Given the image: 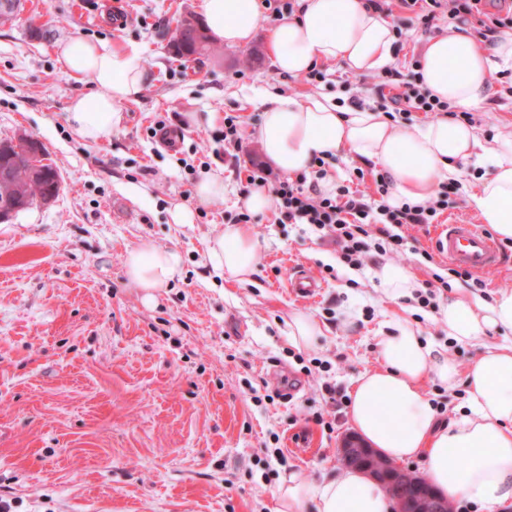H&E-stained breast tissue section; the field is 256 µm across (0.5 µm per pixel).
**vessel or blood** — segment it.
I'll use <instances>...</instances> for the list:
<instances>
[{
  "label": "vessel or blood",
  "instance_id": "1",
  "mask_svg": "<svg viewBox=\"0 0 512 512\" xmlns=\"http://www.w3.org/2000/svg\"><path fill=\"white\" fill-rule=\"evenodd\" d=\"M433 244L456 266L475 273L498 267L504 262L495 241L476 225L465 221L455 220L439 225ZM289 286L292 293L303 300L316 298L322 288L317 279L302 270L291 277Z\"/></svg>",
  "mask_w": 512,
  "mask_h": 512
}]
</instances>
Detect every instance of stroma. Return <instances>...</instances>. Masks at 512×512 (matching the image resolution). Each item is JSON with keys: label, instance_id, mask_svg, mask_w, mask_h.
Listing matches in <instances>:
<instances>
[{"label": "stroma", "instance_id": "stroma-1", "mask_svg": "<svg viewBox=\"0 0 512 512\" xmlns=\"http://www.w3.org/2000/svg\"><path fill=\"white\" fill-rule=\"evenodd\" d=\"M201 3L26 0L0 27V140H39L60 177L54 201L0 222V496L16 512H275L283 475L307 481L340 469L352 385L377 367L376 339L392 314L447 344L459 363L481 352L448 344L417 298L389 303L369 279L377 254L354 270L308 226L272 213L250 225L263 246L250 283L205 264L208 243L238 213L232 200L200 207L191 224L173 223L168 210L192 203L209 169L234 187L262 163L250 131L265 91L368 107L379 95L373 79L336 63L317 86L276 74L266 18L247 46L175 57V20L201 16ZM118 10L129 14L121 27ZM74 38L142 49L146 88L123 105L124 125L105 143L83 141L67 123L71 100L93 91L59 60L58 46ZM228 113L247 133L235 169L219 154ZM473 120L493 139L512 127V99L489 96ZM161 121L180 131L168 148L152 134ZM430 233L402 229L399 262L422 283L451 266L438 254L425 260ZM145 239L183 258L180 276L149 303L124 267ZM500 249L506 262L483 272L485 287L454 278L438 301L459 292L488 301L512 286V243ZM296 267L323 285L312 304L288 291ZM303 309L324 335L296 358L288 316Z\"/></svg>", "mask_w": 512, "mask_h": 512}]
</instances>
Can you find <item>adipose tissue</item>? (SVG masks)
I'll use <instances>...</instances> for the list:
<instances>
[{"label":"adipose tissue","mask_w":512,"mask_h":512,"mask_svg":"<svg viewBox=\"0 0 512 512\" xmlns=\"http://www.w3.org/2000/svg\"><path fill=\"white\" fill-rule=\"evenodd\" d=\"M202 14L209 36L228 46L249 44L260 25L256 0H203ZM394 42L391 21L362 0H297L294 14L270 33L268 49L281 75L298 77L328 62L366 74L393 62ZM59 55L73 78L96 87L71 101L69 125L84 141L110 140L123 125V104L140 97L147 83L140 48L75 39L62 45ZM510 60L512 34L489 44L453 29L425 45L419 70L432 94L457 111L472 112L486 103L499 62ZM260 106L254 137L267 165L294 176L310 172L314 157L345 151L389 174L393 206L426 204L439 182L460 177L462 163L486 160L492 169L475 178L471 199L482 222L503 242H512V131L489 142L474 126L448 116L405 127L383 111L346 108L324 96L301 101L267 94ZM260 256L259 241L243 224L225 226L205 253L213 269L241 284L250 281ZM180 266L178 252L147 240L125 259L129 281L148 302L169 286ZM371 277L393 304L419 286L410 268L392 261L375 267ZM433 319L448 339L482 342L485 350L460 365L445 346L423 340L408 320L393 318L377 339L378 367L353 385L349 421L390 460L419 461L450 502H476L485 512H498L512 504V289L489 301L458 296L441 303ZM493 331L502 334L501 343L487 344ZM429 381L449 391L465 388V402L451 420L440 418L426 394ZM455 455L466 457V465L452 463ZM395 508L377 481L350 467L312 481L291 475L278 488L277 512Z\"/></svg>","instance_id":"ef3b65f1"}]
</instances>
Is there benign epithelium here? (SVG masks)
Listing matches in <instances>:
<instances>
[{
  "mask_svg": "<svg viewBox=\"0 0 512 512\" xmlns=\"http://www.w3.org/2000/svg\"><path fill=\"white\" fill-rule=\"evenodd\" d=\"M23 0H5L0 10V21L12 23L21 13ZM198 24L193 16L184 18L183 23L176 30V37L171 47L181 45L188 36L197 35ZM340 459L347 467H356L384 487H390L399 481L408 480L419 490V497L408 502L403 512H444L445 501L438 495L433 486L422 480V477L413 471L402 468L395 462L382 457L375 449L368 447L358 436H346L341 444Z\"/></svg>",
  "mask_w": 512,
  "mask_h": 512,
  "instance_id": "benign-epithelium-1",
  "label": "benign epithelium"
}]
</instances>
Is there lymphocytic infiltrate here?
I'll use <instances>...</instances> for the list:
<instances>
[{
    "label": "lymphocytic infiltrate",
    "instance_id": "lymphocytic-infiltrate-1",
    "mask_svg": "<svg viewBox=\"0 0 512 512\" xmlns=\"http://www.w3.org/2000/svg\"><path fill=\"white\" fill-rule=\"evenodd\" d=\"M492 0H400L402 8L416 10L417 21L424 31L437 27L439 9H446L449 19L471 26L473 32L485 39L493 38L504 30H512V15L500 16L488 12ZM401 83L402 90L389 101L396 112H450L448 102L440 100L423 84V75L411 71L402 75L398 68H388L382 86ZM306 176L284 178L273 188L278 221L282 224H306L319 232L321 239L335 245L342 261L363 267L370 249L380 252L399 250L404 238L398 229L407 224L433 223L437 214L448 207L450 185H442L436 198L424 205L390 206L386 201L390 178L379 173L375 176L378 200L367 201L359 192L340 187L336 196H325L316 187L306 184Z\"/></svg>",
    "mask_w": 512,
    "mask_h": 512
}]
</instances>
